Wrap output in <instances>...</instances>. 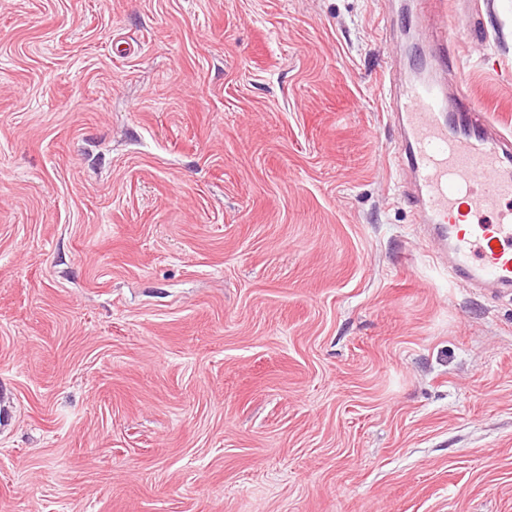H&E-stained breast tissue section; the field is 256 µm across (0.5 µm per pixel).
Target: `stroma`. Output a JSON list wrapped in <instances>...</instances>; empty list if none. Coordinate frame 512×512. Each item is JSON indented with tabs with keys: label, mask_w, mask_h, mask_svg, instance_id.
Masks as SVG:
<instances>
[{
	"label": "stroma",
	"mask_w": 512,
	"mask_h": 512,
	"mask_svg": "<svg viewBox=\"0 0 512 512\" xmlns=\"http://www.w3.org/2000/svg\"><path fill=\"white\" fill-rule=\"evenodd\" d=\"M512 126V0H450ZM403 0H0V512H512V301L419 236Z\"/></svg>",
	"instance_id": "1"
}]
</instances>
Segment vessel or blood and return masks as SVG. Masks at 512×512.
Here are the masks:
<instances>
[{
    "label": "vessel or blood",
    "mask_w": 512,
    "mask_h": 512,
    "mask_svg": "<svg viewBox=\"0 0 512 512\" xmlns=\"http://www.w3.org/2000/svg\"><path fill=\"white\" fill-rule=\"evenodd\" d=\"M448 22L429 28L425 80H390L386 107L408 198L438 245L448 278L491 297L512 296V133L466 84L455 98L436 78L448 68Z\"/></svg>",
    "instance_id": "obj_1"
}]
</instances>
